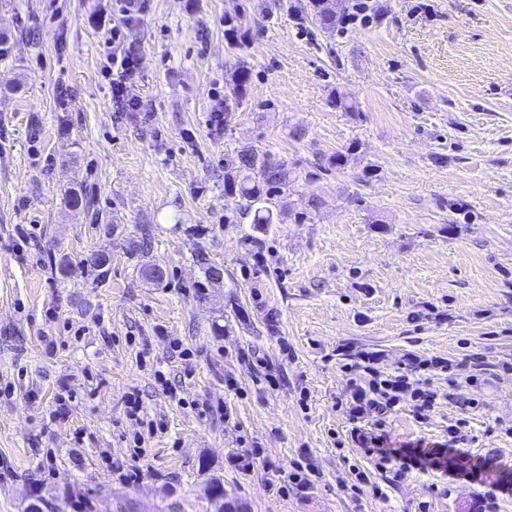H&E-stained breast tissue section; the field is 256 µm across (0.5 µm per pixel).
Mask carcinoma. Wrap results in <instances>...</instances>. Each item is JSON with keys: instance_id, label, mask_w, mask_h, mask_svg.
<instances>
[{"instance_id": "carcinoma-1", "label": "carcinoma", "mask_w": 512, "mask_h": 512, "mask_svg": "<svg viewBox=\"0 0 512 512\" xmlns=\"http://www.w3.org/2000/svg\"><path fill=\"white\" fill-rule=\"evenodd\" d=\"M309 13L315 23L326 29L341 24L342 16L336 11V0H309ZM250 72L247 67L237 68L234 74L233 96L224 99L223 122L229 123L231 112L239 108L247 95ZM288 158L271 152L258 154L243 148L236 156L224 160V192L238 197V209L251 217L253 224H273L271 203L293 183Z\"/></svg>"}]
</instances>
